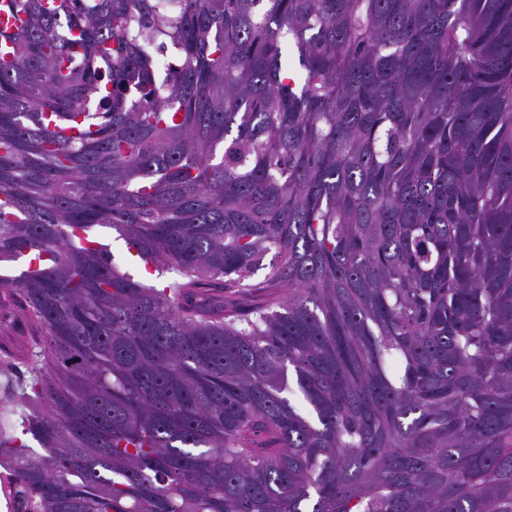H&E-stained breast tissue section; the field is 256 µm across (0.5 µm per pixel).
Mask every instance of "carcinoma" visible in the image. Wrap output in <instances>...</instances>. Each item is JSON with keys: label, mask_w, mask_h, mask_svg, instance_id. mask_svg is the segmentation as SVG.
Wrapping results in <instances>:
<instances>
[{"label": "carcinoma", "mask_w": 512, "mask_h": 512, "mask_svg": "<svg viewBox=\"0 0 512 512\" xmlns=\"http://www.w3.org/2000/svg\"><path fill=\"white\" fill-rule=\"evenodd\" d=\"M2 10L43 512H512V0Z\"/></svg>", "instance_id": "carcinoma-1"}]
</instances>
